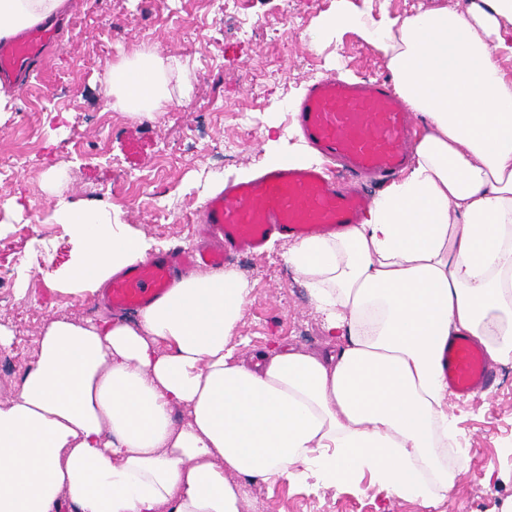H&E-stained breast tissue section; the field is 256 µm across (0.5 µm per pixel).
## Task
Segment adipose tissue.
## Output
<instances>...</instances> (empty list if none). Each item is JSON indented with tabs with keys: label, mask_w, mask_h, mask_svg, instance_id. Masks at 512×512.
<instances>
[{
	"label": "adipose tissue",
	"mask_w": 512,
	"mask_h": 512,
	"mask_svg": "<svg viewBox=\"0 0 512 512\" xmlns=\"http://www.w3.org/2000/svg\"><path fill=\"white\" fill-rule=\"evenodd\" d=\"M64 4L0 0V37ZM507 23L512 0L336 14L332 27L382 53L424 128L360 223L284 254L326 348L243 353L249 286L231 269L182 277L132 324L49 320L0 401V512H248L251 482L335 488L364 474L399 498H446L459 472L444 346L467 335L512 362V79L496 58ZM110 74L104 94L124 111L149 117L168 98L159 50ZM63 218L81 245L66 274L77 290L146 255L101 208Z\"/></svg>",
	"instance_id": "ef3b65f1"
}]
</instances>
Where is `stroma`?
<instances>
[{"label":"stroma","mask_w":512,"mask_h":512,"mask_svg":"<svg viewBox=\"0 0 512 512\" xmlns=\"http://www.w3.org/2000/svg\"><path fill=\"white\" fill-rule=\"evenodd\" d=\"M448 0H67L71 26L37 78L14 89L0 113V155L20 168L0 175V400L34 360L49 318L95 319L97 294L70 290L66 270L78 244L63 211L97 205L150 254L199 246L203 202L227 180L307 146L287 110L307 85L340 72L388 78L382 54L339 12L404 18ZM160 48L187 65L190 98L172 97L154 118L115 108L103 94L111 65ZM164 205L168 214L157 213ZM288 244L270 241L234 266L249 283L238 334L244 350L276 343L321 348V319ZM489 389L453 397L464 461L448 498L422 503L388 495L369 477L336 488L309 482L249 485L252 512H512V362L492 368Z\"/></svg>","instance_id":"1"}]
</instances>
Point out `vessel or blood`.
I'll list each match as a JSON object with an SVG mask.
<instances>
[{
	"label": "vessel or blood",
	"mask_w": 512,
	"mask_h": 512,
	"mask_svg": "<svg viewBox=\"0 0 512 512\" xmlns=\"http://www.w3.org/2000/svg\"><path fill=\"white\" fill-rule=\"evenodd\" d=\"M58 38L56 24L44 20L0 39V80L28 85ZM290 110L321 164L286 161L249 181L225 183L204 202L198 218L210 246L173 248L113 275L102 289L113 312L146 308L169 292L179 271L224 267L239 253L259 252L271 237L328 236L358 223L371 197L338 186L327 162L341 160L357 177L382 178L398 175L408 162L413 118L384 79L357 81L334 74L308 86ZM443 372L449 389L462 396L481 393L491 382L486 352L468 336L449 340Z\"/></svg>",
	"instance_id": "obj_1"
}]
</instances>
